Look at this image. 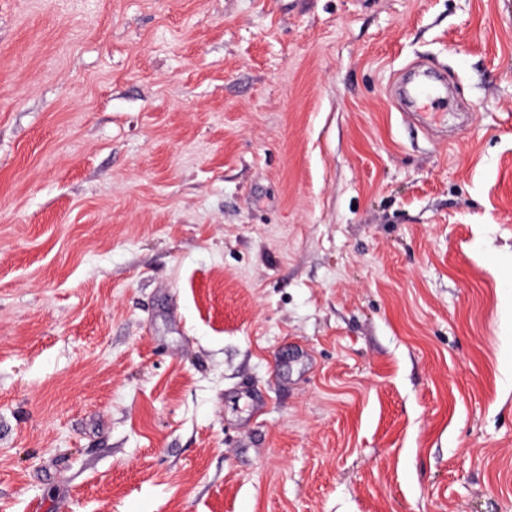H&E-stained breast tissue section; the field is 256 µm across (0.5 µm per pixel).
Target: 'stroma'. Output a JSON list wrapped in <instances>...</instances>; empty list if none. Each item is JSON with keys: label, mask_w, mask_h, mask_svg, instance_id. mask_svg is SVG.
I'll use <instances>...</instances> for the list:
<instances>
[{"label": "stroma", "mask_w": 512, "mask_h": 512, "mask_svg": "<svg viewBox=\"0 0 512 512\" xmlns=\"http://www.w3.org/2000/svg\"><path fill=\"white\" fill-rule=\"evenodd\" d=\"M35 504L512 512V0H0V512ZM395 103L418 115L437 114V111L447 107L448 102L443 88L432 83L429 75L423 71L415 73L412 78L398 87ZM426 107H429L432 112H414Z\"/></svg>", "instance_id": "obj_1"}]
</instances>
